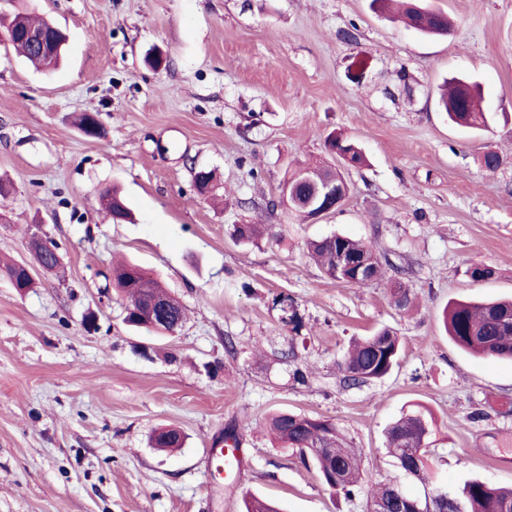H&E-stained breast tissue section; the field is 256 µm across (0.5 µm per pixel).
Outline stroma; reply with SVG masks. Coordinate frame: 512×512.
<instances>
[{
    "label": "stroma",
    "mask_w": 512,
    "mask_h": 512,
    "mask_svg": "<svg viewBox=\"0 0 512 512\" xmlns=\"http://www.w3.org/2000/svg\"><path fill=\"white\" fill-rule=\"evenodd\" d=\"M423 5L453 20L448 35L372 0H0V15L32 12L68 36L52 71L0 50V256L32 264L35 281L20 295L0 274V512H243L247 493L281 512H366L365 496L330 494L271 442L280 411L336 424L383 480L396 474L388 426L419 411L433 421L432 483L512 487V361L466 353L443 325L450 302L512 297V0ZM459 74L480 83L487 130L438 111V87ZM88 113L102 137L83 134ZM333 132L367 165L329 154ZM487 150L496 172L479 163ZM313 164L347 181L341 208L266 211ZM202 168L215 174L206 194ZM112 186L132 222L106 217ZM38 223L60 273L33 264ZM248 223L275 234L235 241ZM333 234L409 268L413 307L385 283L325 277L307 243ZM120 259L183 305L176 335L124 324L109 277ZM474 263L490 277L472 281ZM382 327L401 339L399 366L346 387L350 340ZM231 424L243 462L227 480L207 461ZM166 425L182 448L151 446Z\"/></svg>",
    "instance_id": "obj_1"
}]
</instances>
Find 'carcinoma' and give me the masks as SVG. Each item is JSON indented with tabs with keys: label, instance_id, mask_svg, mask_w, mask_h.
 <instances>
[{
	"label": "carcinoma",
	"instance_id": "obj_1",
	"mask_svg": "<svg viewBox=\"0 0 512 512\" xmlns=\"http://www.w3.org/2000/svg\"><path fill=\"white\" fill-rule=\"evenodd\" d=\"M403 16L409 27L429 34L445 35L450 27L447 14L426 10L414 0L403 2ZM31 31L45 35L53 33L50 23L38 21L27 13L18 14L4 30L7 46L37 66H55L61 53L38 51L27 39V33ZM480 99L479 91L468 90L456 77L440 97L439 105L448 113L452 123L483 131L489 127V117L480 108ZM342 149L349 154L348 161L352 166L365 162L362 149L352 139L342 141ZM103 199L106 215L111 220L129 219V208L117 191H105ZM233 235L238 240L253 241L260 237L261 225L236 224ZM310 250L324 275L332 280H344V275L336 272V257L341 251L370 260L371 279L378 280L383 276L380 259L360 240L338 234L311 242ZM0 271L27 289L33 285L19 263L1 265ZM112 282L127 295L130 310L125 312L124 322L130 328L152 331L151 314L160 304L169 306L173 322L184 323L185 312L181 303L165 292L140 265L131 262L114 265ZM445 328L451 341L472 355L512 359V300L453 302L446 311ZM400 353L399 336L392 329L383 327L356 342L347 352L340 363L343 381L349 385H362L380 380L398 364ZM270 430L280 447L292 450L301 462L308 461L313 465L322 485L331 493L352 499L364 491L367 493L368 512H402V498L410 496V493L400 478L384 482L364 471L357 450L331 421L284 411L271 418ZM432 435L431 423L421 412L403 415L390 426L387 432L388 453L398 463L400 474L412 469L415 479L425 482L424 471ZM183 441L181 431L174 428L160 429L152 437L153 444L163 449L179 448ZM430 489L436 495L431 500L432 512H512V490H504L479 479L467 480L453 487L432 485Z\"/></svg>",
	"mask_w": 512,
	"mask_h": 512
}]
</instances>
